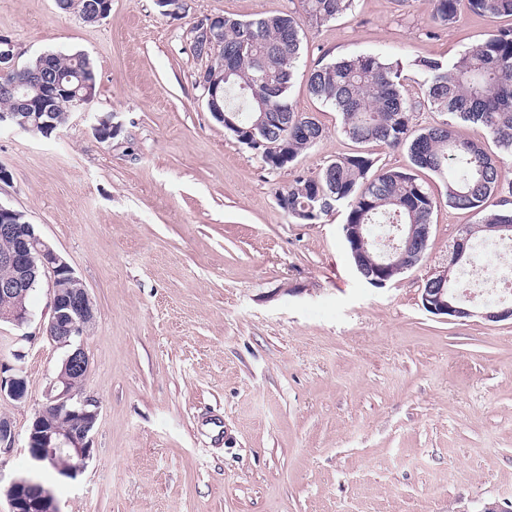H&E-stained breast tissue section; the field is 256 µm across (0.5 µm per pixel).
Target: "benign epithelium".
<instances>
[{"instance_id":"1","label":"benign epithelium","mask_w":512,"mask_h":512,"mask_svg":"<svg viewBox=\"0 0 512 512\" xmlns=\"http://www.w3.org/2000/svg\"><path fill=\"white\" fill-rule=\"evenodd\" d=\"M224 31V16L214 15L198 31L194 32L195 48L201 56L214 57L218 36ZM17 69L14 45L11 40L0 36V73L6 74ZM206 97L208 110L220 122L226 119L218 107L219 84L202 72L199 79ZM17 98V107L0 112V127L6 126L20 131H29L43 124L53 122L33 120L32 102L20 98L19 87H9ZM117 113L109 112L97 118L95 134L102 140L114 137L120 123ZM17 210L0 204V239L13 242L10 249L0 251V267L17 271V274L0 278V299L5 302L25 297L35 284L45 278L49 283L50 316L42 331L56 345L68 348L63 358V372L66 380L56 376L45 390V403L32 421L28 436V448L32 458L42 463H62L72 456L84 461L90 455V433L99 414L98 402L84 395V385L90 370V358L84 348L73 346L76 338L85 335L94 320V304L83 280L74 269L57 253L54 247L36 232L32 224L17 223ZM343 232L349 251L353 255L363 254L368 240L363 234V225L345 224ZM430 233L428 224H411L407 229V242L416 247L417 257L426 250ZM469 234L460 236L454 242L449 264L432 271L426 278L428 287L422 288L421 304L429 313L448 319L480 317L489 322L512 320V305L500 302L472 309L458 304V296L448 287V269L470 260L467 253ZM357 271L370 285L382 288L396 274L416 266L405 255L398 258L390 255L379 264L355 263ZM0 321L22 327L30 321L29 310L15 307L0 313ZM11 366L0 363V394L5 392L15 400L25 397L24 380L16 376H4ZM62 414H77L82 418L76 429H62L57 419ZM15 435L12 423L0 417V455L10 454L14 448ZM4 494L9 502L10 512H58L51 491L27 478H18L6 487Z\"/></svg>"}]
</instances>
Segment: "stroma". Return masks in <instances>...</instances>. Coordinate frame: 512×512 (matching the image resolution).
I'll return each instance as SVG.
<instances>
[{"label":"stroma","instance_id":"35a3bbf8","mask_svg":"<svg viewBox=\"0 0 512 512\" xmlns=\"http://www.w3.org/2000/svg\"><path fill=\"white\" fill-rule=\"evenodd\" d=\"M300 0H112L95 23L55 0H0L19 63L56 51L93 64L96 92L51 135L0 129V204L84 281L96 318L81 343L99 404L75 478L30 456L31 423L65 355L41 330L47 283L24 327L0 323V361L25 397L0 396L15 432L0 478L35 476L59 512H480L512 504V322L441 319L421 304L474 212L440 205L422 261L383 288L357 273L344 210L300 224L277 194L355 145L308 73L339 57L448 60L512 17L435 26L429 0H354L305 24L289 91L324 138L272 170L208 111L191 29L211 15L301 12ZM118 113L114 138L92 130Z\"/></svg>","mask_w":512,"mask_h":512}]
</instances>
